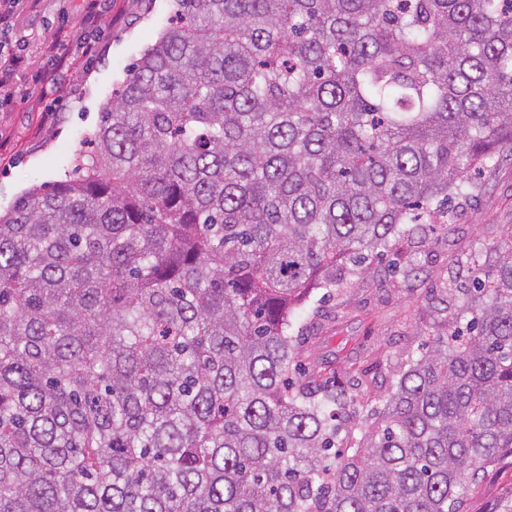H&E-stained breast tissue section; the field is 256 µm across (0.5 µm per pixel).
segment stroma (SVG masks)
<instances>
[{
    "mask_svg": "<svg viewBox=\"0 0 512 512\" xmlns=\"http://www.w3.org/2000/svg\"><path fill=\"white\" fill-rule=\"evenodd\" d=\"M172 15L171 0H100L90 29L84 0H21L10 39L24 62L0 89L1 212L31 186L76 178L75 158L87 151L104 104ZM87 40L96 53H86ZM448 222L437 242L403 246L420 279L389 272L382 260L379 273L342 271L336 288L314 289L296 305L290 320L304 338L302 370L317 359L342 378L350 365L370 364V348L400 355L421 343V330L444 324L458 305L447 291L449 268L463 265L473 242L512 233V160L491 168L472 198L453 203ZM465 512H512L511 455L472 489Z\"/></svg>",
    "mask_w": 512,
    "mask_h": 512,
    "instance_id": "35a3bbf8",
    "label": "stroma"
}]
</instances>
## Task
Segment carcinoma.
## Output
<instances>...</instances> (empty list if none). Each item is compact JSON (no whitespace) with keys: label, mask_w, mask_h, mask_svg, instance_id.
Returning <instances> with one entry per match:
<instances>
[{"label":"carcinoma","mask_w":512,"mask_h":512,"mask_svg":"<svg viewBox=\"0 0 512 512\" xmlns=\"http://www.w3.org/2000/svg\"><path fill=\"white\" fill-rule=\"evenodd\" d=\"M512 0H173L86 175L0 216V512H464L512 451V238L368 421L312 288L512 157Z\"/></svg>","instance_id":"cac0c4a2"}]
</instances>
